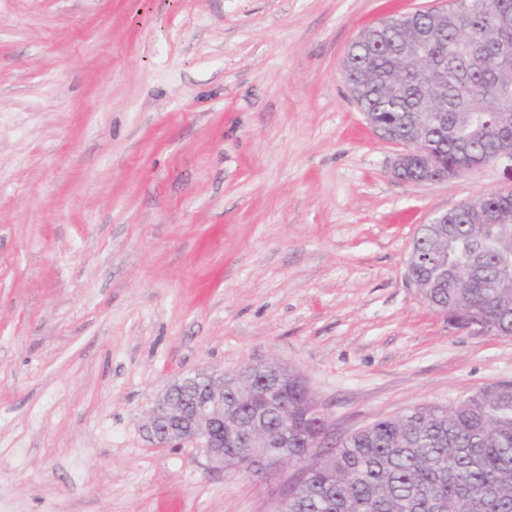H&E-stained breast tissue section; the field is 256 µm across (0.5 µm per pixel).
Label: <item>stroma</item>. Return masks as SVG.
Masks as SVG:
<instances>
[{
  "label": "stroma",
  "mask_w": 512,
  "mask_h": 512,
  "mask_svg": "<svg viewBox=\"0 0 512 512\" xmlns=\"http://www.w3.org/2000/svg\"><path fill=\"white\" fill-rule=\"evenodd\" d=\"M444 0H0V512H268L292 478L141 429L274 361L335 436L512 381V336L409 288L419 227L512 188L397 180L341 71Z\"/></svg>",
  "instance_id": "1"
}]
</instances>
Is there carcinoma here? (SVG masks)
<instances>
[{"label": "carcinoma", "mask_w": 512, "mask_h": 512, "mask_svg": "<svg viewBox=\"0 0 512 512\" xmlns=\"http://www.w3.org/2000/svg\"><path fill=\"white\" fill-rule=\"evenodd\" d=\"M488 8L464 13L458 0L422 14L391 16L352 43L342 76L372 128L421 144L447 169L460 138L474 128L468 168L492 163L496 143L512 142V0H485ZM423 45L425 62L442 65L433 81L421 78L408 43ZM450 236L428 235L419 246L448 264V279L423 263L417 282H430L426 302L436 310L473 318L512 335V195H482L448 217ZM304 382L272 367L248 366L224 384V419L243 427L225 468L253 472L237 455L262 432L276 433L288 408V447L281 458L299 459L316 433ZM288 512H512V383L484 388L454 406L424 405L382 417L349 435L312 468Z\"/></svg>", "instance_id": "carcinoma-1"}]
</instances>
